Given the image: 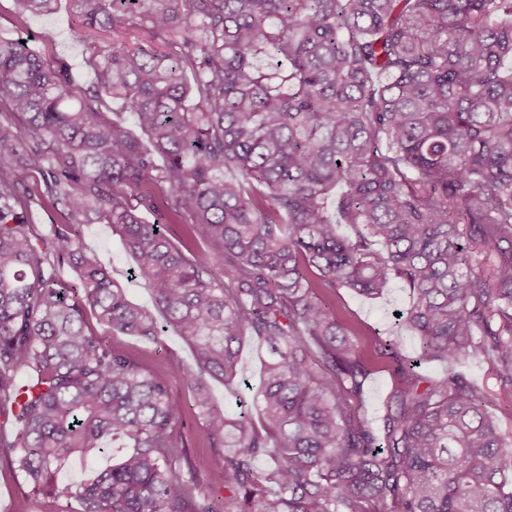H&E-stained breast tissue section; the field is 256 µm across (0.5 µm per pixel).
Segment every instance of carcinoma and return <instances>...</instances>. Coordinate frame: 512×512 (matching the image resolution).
<instances>
[{
	"label": "carcinoma",
	"instance_id": "1",
	"mask_svg": "<svg viewBox=\"0 0 512 512\" xmlns=\"http://www.w3.org/2000/svg\"><path fill=\"white\" fill-rule=\"evenodd\" d=\"M55 3L18 0L32 15ZM70 6L75 38L112 34L90 94L65 62L0 38V458L57 512H512V452L457 369L478 359L512 387V0ZM133 27L151 44L123 40ZM32 170L67 210L45 235L24 220ZM91 221L190 342L195 365L174 371L187 400L85 330L92 313L155 344L164 333L83 251ZM65 263L78 283L58 277ZM394 281L418 351L378 339L400 374L380 439L361 406L370 369L318 289L376 296ZM247 338L269 353L259 426L210 384L233 382ZM428 362L445 375L424 377ZM188 411L222 501L184 466ZM116 440L111 466L61 478Z\"/></svg>",
	"mask_w": 512,
	"mask_h": 512
}]
</instances>
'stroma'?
<instances>
[{
  "label": "stroma",
  "instance_id": "35a3bbf8",
  "mask_svg": "<svg viewBox=\"0 0 512 512\" xmlns=\"http://www.w3.org/2000/svg\"><path fill=\"white\" fill-rule=\"evenodd\" d=\"M78 25L69 0H58L53 13L43 16L21 13L16 0H0V36L24 41L31 51L45 60L64 59L78 92L83 93L89 91L94 83V74L87 59L94 46L103 45L105 39L99 36L92 42L77 41L73 31ZM23 196L28 205V221L37 232H46L53 224L66 223L65 212L47 199L39 171L29 172ZM82 232L87 253L96 256L112 278L126 288L130 300L154 309L150 289L130 279L133 258L113 236L110 227L87 224ZM328 299L335 304L339 320L349 329L359 353L372 370L365 385L363 409L373 426L381 427L384 402L397 385L398 377L392 361L377 353L376 340L386 336L394 314L406 307L407 292L402 284L395 282L378 299H368L347 289L329 294ZM87 326L113 347L135 358L147 373L171 382L175 395H183L182 386L174 381V370L179 366H192L194 355L191 345L176 331H168L164 344L155 345L112 331L93 317L89 318ZM461 369L470 381L485 388L491 398V412L502 432L512 441V388L499 383L488 365L481 361L465 360ZM177 443L186 449L189 462L196 468L202 491L221 489L220 477L208 468L212 448L201 423L185 418L177 433ZM0 512H53V506L43 496L34 495L10 464L0 459Z\"/></svg>",
  "mask_w": 512,
  "mask_h": 512
}]
</instances>
